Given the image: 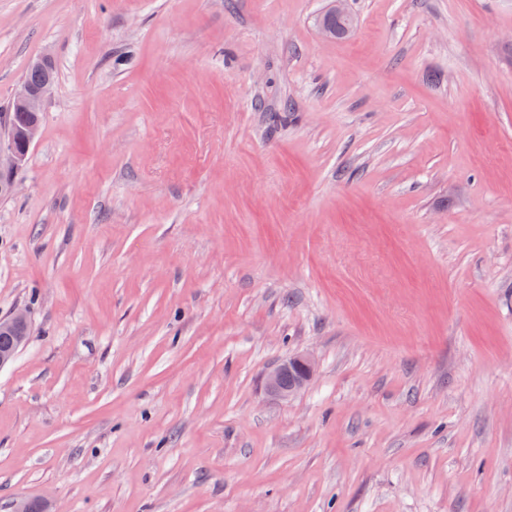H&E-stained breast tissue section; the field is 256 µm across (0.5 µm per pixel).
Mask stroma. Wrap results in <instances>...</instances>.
Segmentation results:
<instances>
[{"label":"stroma","mask_w":512,"mask_h":512,"mask_svg":"<svg viewBox=\"0 0 512 512\" xmlns=\"http://www.w3.org/2000/svg\"><path fill=\"white\" fill-rule=\"evenodd\" d=\"M329 5L0 0V512H512V0ZM55 81L47 79L38 86L22 80L18 91L15 93L11 108L7 112H0V125H20L31 119L22 127L6 126L0 129V196H13L17 183L10 172L24 162L27 150L31 148L40 134L43 105L50 96ZM19 143L25 147V151L18 149ZM295 366L300 370L299 377L291 385L283 383L286 372ZM314 372V364L311 359L305 355H299L286 363L279 364L269 368L265 374V387L268 393L280 398L288 399L302 389L311 379Z\"/></svg>","instance_id":"stroma-1"}]
</instances>
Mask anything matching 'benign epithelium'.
<instances>
[{
	"mask_svg": "<svg viewBox=\"0 0 512 512\" xmlns=\"http://www.w3.org/2000/svg\"><path fill=\"white\" fill-rule=\"evenodd\" d=\"M55 81L45 80L34 86L21 81L15 93L11 108L16 112H27L31 119L22 127L6 126L0 128V196L15 194L17 183L11 172L26 159L27 152L18 149L22 144L31 148L40 134L43 105L50 96ZM314 364L305 355H299L286 363L269 368L265 374V387L268 393L289 398L302 389L311 379Z\"/></svg>",
	"mask_w": 512,
	"mask_h": 512,
	"instance_id": "benign-epithelium-1",
	"label": "benign epithelium"
}]
</instances>
